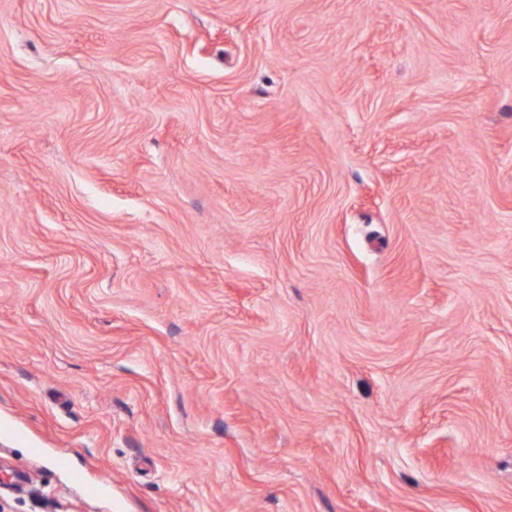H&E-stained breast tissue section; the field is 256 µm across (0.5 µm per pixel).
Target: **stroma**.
<instances>
[{
  "instance_id": "35a3bbf8",
  "label": "stroma",
  "mask_w": 512,
  "mask_h": 512,
  "mask_svg": "<svg viewBox=\"0 0 512 512\" xmlns=\"http://www.w3.org/2000/svg\"><path fill=\"white\" fill-rule=\"evenodd\" d=\"M0 457V512H512V0H0Z\"/></svg>"
}]
</instances>
